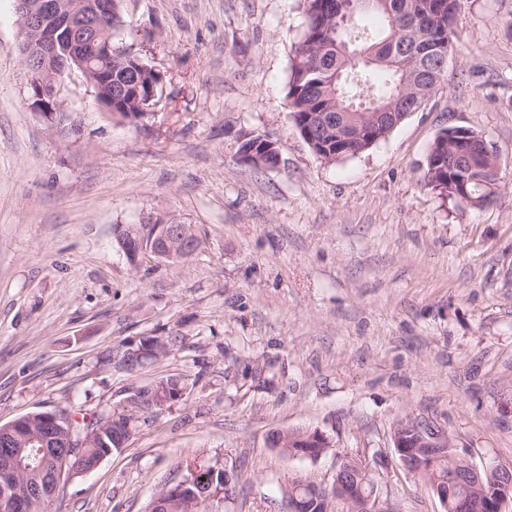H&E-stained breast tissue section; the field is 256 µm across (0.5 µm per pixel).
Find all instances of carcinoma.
<instances>
[{
  "label": "carcinoma",
  "instance_id": "1",
  "mask_svg": "<svg viewBox=\"0 0 512 512\" xmlns=\"http://www.w3.org/2000/svg\"><path fill=\"white\" fill-rule=\"evenodd\" d=\"M353 16H373L379 25L370 28L343 23L339 10L325 9V0H302L306 22L290 63L286 96L293 121L312 151L327 162L354 157L385 138L407 114L418 111L442 85L448 56L458 49L455 17L458 0H352ZM448 55H442L443 41ZM162 76L141 59L119 46H112V86L127 87L124 97L112 105V115L132 125L149 113L139 104L154 90H160ZM459 139L436 137L426 157L422 181L462 207L479 208L493 199L499 189V161L496 152L462 161ZM154 224H138L121 231L118 240L133 252L143 237H151ZM175 336H146L138 345L125 349L131 367L157 359L176 347ZM133 393L122 406L98 414L110 419L104 438L83 447L90 466L110 448L129 440L149 418L156 400L171 406L188 388L182 375H168ZM289 457L315 458L321 452L319 440L297 432L288 448ZM32 470L21 471L20 482L33 483L52 469L51 461L32 457ZM354 472L351 484L367 496L374 487L366 466L344 462ZM459 458L455 451L441 456L422 477L431 489L453 499L473 494L463 479H454ZM288 496L298 500L300 512H327L329 494L295 479Z\"/></svg>",
  "mask_w": 512,
  "mask_h": 512
}]
</instances>
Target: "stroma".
<instances>
[{"label":"stroma","instance_id":"stroma-1","mask_svg":"<svg viewBox=\"0 0 512 512\" xmlns=\"http://www.w3.org/2000/svg\"><path fill=\"white\" fill-rule=\"evenodd\" d=\"M304 25L298 0H124L112 40L163 74L162 110L113 118L76 72L53 126L30 107L16 2L0 0V425L188 383L52 512H149L188 460L237 477L206 512H289L291 480L331 488L347 456L374 476L375 512H442L393 448L408 418L476 467L512 468V0H459L442 87L333 163L289 114ZM449 127L498 153L494 203L462 209L422 183ZM257 136L278 167L241 160ZM147 221L192 225L201 246L133 265L115 228ZM146 336L181 345L133 371L106 363ZM289 429L330 445L288 457L268 436Z\"/></svg>","mask_w":512,"mask_h":512}]
</instances>
